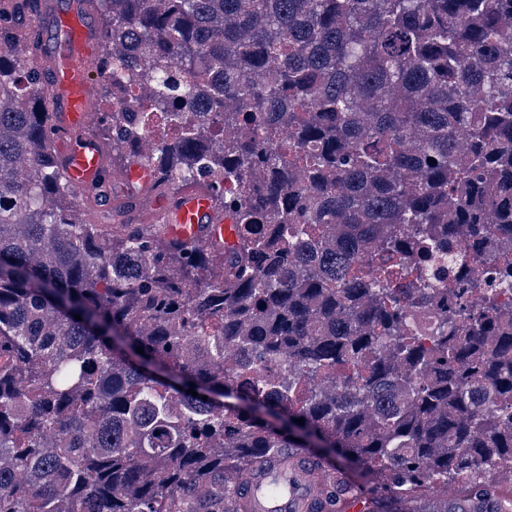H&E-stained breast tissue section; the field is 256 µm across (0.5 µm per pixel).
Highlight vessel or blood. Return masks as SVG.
<instances>
[{
    "mask_svg": "<svg viewBox=\"0 0 512 512\" xmlns=\"http://www.w3.org/2000/svg\"><path fill=\"white\" fill-rule=\"evenodd\" d=\"M28 22L33 46L51 60L46 87L51 102L49 148L59 156L70 186L82 193L110 181L146 191L155 180L149 165L136 161L120 173L109 174L92 133L96 115L91 109L89 67L99 51V39L87 21L84 0H71L67 8L54 11L47 10L44 0H33ZM150 210L166 226L162 243L230 246L236 241L233 219L218 215L205 192L187 189L173 198L154 196ZM330 476V467H310L305 453H284L237 478L245 494L235 506L238 512H306L318 486ZM335 479L347 501H354L349 479L342 475Z\"/></svg>",
    "mask_w": 512,
    "mask_h": 512,
    "instance_id": "b4317fda",
    "label": "vessel or blood"
}]
</instances>
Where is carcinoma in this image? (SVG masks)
I'll return each instance as SVG.
<instances>
[{
  "label": "carcinoma",
  "instance_id": "1",
  "mask_svg": "<svg viewBox=\"0 0 512 512\" xmlns=\"http://www.w3.org/2000/svg\"><path fill=\"white\" fill-rule=\"evenodd\" d=\"M87 2L98 139L237 241L160 249L77 194L0 25V512H238L228 466L285 448L361 468L368 512H512L483 475L512 470V0ZM443 485L444 484H432L415 488L409 492L408 498L412 500L415 505H420L428 500L440 501L447 497H463L469 492L468 483L464 480H457L452 484L444 485L448 487V495L444 496L438 493V487Z\"/></svg>",
  "mask_w": 512,
  "mask_h": 512
}]
</instances>
